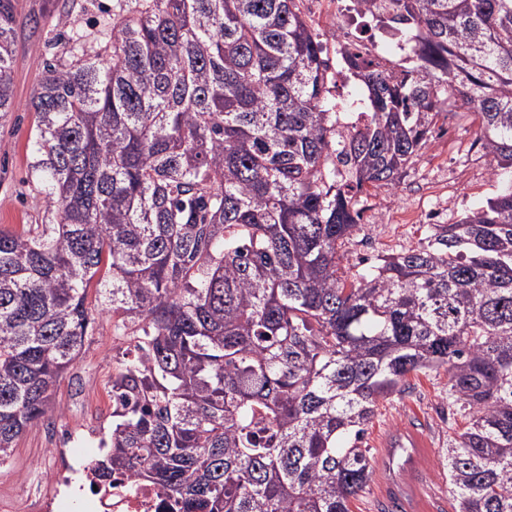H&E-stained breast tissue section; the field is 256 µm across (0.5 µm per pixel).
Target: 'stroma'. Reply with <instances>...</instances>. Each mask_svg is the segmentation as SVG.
I'll return each instance as SVG.
<instances>
[{
  "mask_svg": "<svg viewBox=\"0 0 512 512\" xmlns=\"http://www.w3.org/2000/svg\"><path fill=\"white\" fill-rule=\"evenodd\" d=\"M18 24L14 31L12 90L16 106L0 121V229L23 233L39 222L44 205L35 197L27 165L33 114L27 103L44 75L47 63L66 51L64 33L92 30L112 12V0H13ZM303 15L324 30L333 50V63H340L336 50L352 44L381 56L388 68L401 70L408 60L394 46L361 32L338 17L336 0H299ZM478 122L468 112L455 116L440 113L432 125L433 135L419 152L399 183L368 189L361 196V224L346 247L342 268L359 270L366 259L418 247L427 235L430 215L439 223H455L465 210L479 206L498 192L488 159L471 151ZM131 349L126 336L112 333L110 315L96 316L93 334L85 344L77 365L60 382L55 404L60 407L52 425L27 428L13 449L10 476L0 477V503L20 504V480L31 470L48 471L51 451L69 448L84 459L99 453L102 438L112 428V377ZM448 382L446 372L408 375L404 390L380 402L363 445L368 448L375 470L354 512H397L386 491L381 470L383 434L413 426L422 435L417 475L419 512H455L448 493L439 450L451 433L462 430L460 416L450 415L441 399Z\"/></svg>",
  "mask_w": 512,
  "mask_h": 512,
  "instance_id": "stroma-1",
  "label": "stroma"
}]
</instances>
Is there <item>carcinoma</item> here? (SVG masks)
Returning a JSON list of instances; mask_svg holds the SVG:
<instances>
[{"label": "carcinoma", "mask_w": 512, "mask_h": 512, "mask_svg": "<svg viewBox=\"0 0 512 512\" xmlns=\"http://www.w3.org/2000/svg\"><path fill=\"white\" fill-rule=\"evenodd\" d=\"M361 2L412 66L342 51V95L297 0H118L71 32L29 102L44 216L0 229V465L56 410L94 283L135 351L95 480L152 483L164 512H351L378 402L443 369L455 512H512V0ZM15 24L0 0V120ZM450 104L499 191L346 274L359 195L399 182Z\"/></svg>", "instance_id": "carcinoma-1"}]
</instances>
